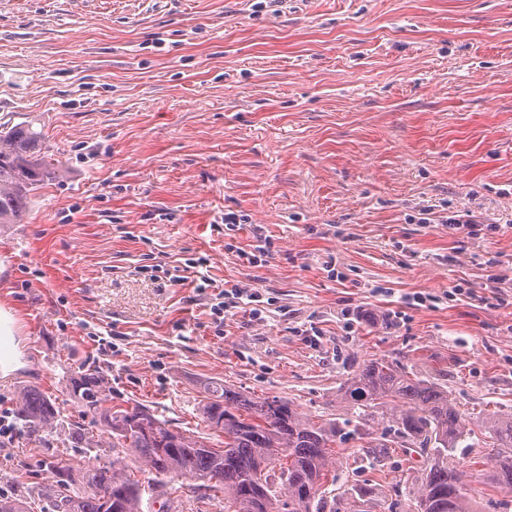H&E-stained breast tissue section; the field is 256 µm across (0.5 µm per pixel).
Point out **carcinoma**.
<instances>
[{"mask_svg":"<svg viewBox=\"0 0 512 512\" xmlns=\"http://www.w3.org/2000/svg\"><path fill=\"white\" fill-rule=\"evenodd\" d=\"M42 134L30 124L0 127V224H20L55 168L42 156ZM65 388L83 416L108 434V440L65 417L48 394L20 390L16 420L29 435L48 442L66 429L68 441L89 451L116 452L112 461L89 469L87 491H75L71 467L47 464L50 486L41 512H141L139 482L126 474L133 456L155 478L175 475L201 489L224 493V512H367L378 497L363 483L332 493L325 488L332 448L347 436L331 419H314L278 396L255 398L219 381L208 383L201 414L213 433L224 436L216 447L204 438L174 429L138 403L112 404V390L99 368H86ZM340 399L361 424L354 432L366 449L389 444L427 448L433 462L412 481L393 487L394 497L415 504V512H478L464 492L463 475L452 464L457 451L475 447L469 428L448 390L423 379L415 367L385 358L365 362L340 387ZM381 415L382 437L366 420ZM481 431L496 448L487 480L512 494V414L483 420ZM23 496H1L0 512H29Z\"/></svg>","mask_w":512,"mask_h":512,"instance_id":"cac0c4a2","label":"carcinoma"}]
</instances>
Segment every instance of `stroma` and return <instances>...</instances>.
Masks as SVG:
<instances>
[{
    "label": "stroma",
    "mask_w": 512,
    "mask_h": 512,
    "mask_svg": "<svg viewBox=\"0 0 512 512\" xmlns=\"http://www.w3.org/2000/svg\"><path fill=\"white\" fill-rule=\"evenodd\" d=\"M26 122L58 173L27 223L0 226L13 319L0 345L21 362L0 374V411L30 386L79 420L64 385L96 366L113 403L195 436L213 435L199 413L212 380L341 422L348 373L385 357L447 388L468 422L512 413V0H288L280 14L255 0H0V124ZM467 211L501 232L450 234L444 217ZM227 213L246 221L227 230ZM259 231L274 252L252 267L238 253ZM189 258L215 282L204 295L149 272ZM227 282L261 294L263 320H212ZM475 440L454 463L497 512L492 451ZM362 445L334 448L336 490L370 483L382 512H406L391 486L429 456L401 448L373 467ZM55 452L79 473L98 464L19 429L0 442V494L43 498ZM128 472L142 512L190 495L137 460Z\"/></svg>",
    "instance_id": "stroma-1"
}]
</instances>
